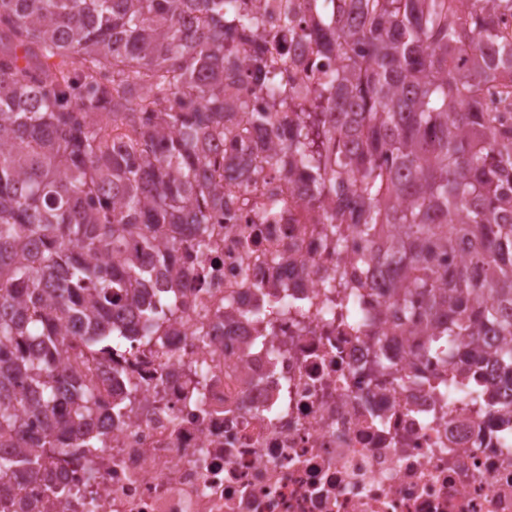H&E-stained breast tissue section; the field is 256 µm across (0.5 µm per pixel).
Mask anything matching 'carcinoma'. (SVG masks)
I'll return each instance as SVG.
<instances>
[{
    "label": "carcinoma",
    "instance_id": "1",
    "mask_svg": "<svg viewBox=\"0 0 512 512\" xmlns=\"http://www.w3.org/2000/svg\"><path fill=\"white\" fill-rule=\"evenodd\" d=\"M306 37L334 58L288 136L234 122L247 101L224 72L255 16L249 0H0V481L65 490L56 448L101 447L94 414L112 394L88 362L125 344L112 329L141 304L140 343L177 319L173 280L148 273L130 242L174 266L210 249L224 187L208 172L231 134L259 162L318 182L316 223L380 243L405 291L401 326L421 315L449 336L508 339L512 366V0H312ZM247 57L272 105L294 103L279 69ZM498 82L501 108L485 101ZM455 215L449 221V215ZM465 257L451 260L458 251ZM83 325L71 333L66 322ZM82 361L68 371L67 349ZM42 425L28 442V422Z\"/></svg>",
    "mask_w": 512,
    "mask_h": 512
}]
</instances>
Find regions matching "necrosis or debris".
I'll list each match as a JSON object with an SVG mask.
<instances>
[{"label": "necrosis or debris", "instance_id": "1", "mask_svg": "<svg viewBox=\"0 0 512 512\" xmlns=\"http://www.w3.org/2000/svg\"><path fill=\"white\" fill-rule=\"evenodd\" d=\"M253 36L290 92L319 79L308 0H253ZM224 214L210 250L178 261L181 316L111 368L121 416L101 448L51 459L64 497L37 512H512V373L486 336L415 338L385 318L389 281L310 223L318 188L267 166L214 169ZM205 368L204 386L195 371Z\"/></svg>", "mask_w": 512, "mask_h": 512}]
</instances>
